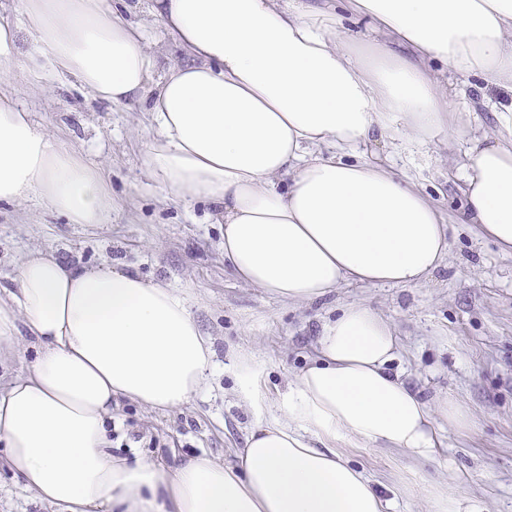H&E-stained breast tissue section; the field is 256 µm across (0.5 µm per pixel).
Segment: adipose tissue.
I'll return each instance as SVG.
<instances>
[{
	"label": "adipose tissue",
	"mask_w": 512,
	"mask_h": 512,
	"mask_svg": "<svg viewBox=\"0 0 512 512\" xmlns=\"http://www.w3.org/2000/svg\"><path fill=\"white\" fill-rule=\"evenodd\" d=\"M342 2L369 37L342 35L328 0H146L186 56L158 78L124 0H10L0 73L144 102L146 175L170 198L216 205L224 264L247 284L293 303L345 283L414 286L443 265L448 225L377 154L469 137L436 64L512 94V0ZM24 34L37 51L25 66ZM490 110L497 132L465 153L462 221L512 249V101ZM33 196L72 224L112 217L99 169L0 93V203ZM16 283L0 340L23 329L36 352L0 387V470L56 512H387L336 440L429 461L444 428L471 423L457 399H424L391 371L392 325L354 302L323 321L277 414L235 461L128 459L112 452L119 399L174 409L206 387L215 351L191 294L40 253L19 261Z\"/></svg>",
	"instance_id": "obj_1"
}]
</instances>
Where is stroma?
Segmentation results:
<instances>
[{
    "label": "stroma",
    "mask_w": 512,
    "mask_h": 512,
    "mask_svg": "<svg viewBox=\"0 0 512 512\" xmlns=\"http://www.w3.org/2000/svg\"><path fill=\"white\" fill-rule=\"evenodd\" d=\"M130 18L143 25L158 58L156 75L181 60L180 50L138 0ZM455 111L465 113L474 135L495 132L473 77L442 71ZM0 90L23 103L41 127L64 146L102 169L112 187V221L71 224L33 197L0 205V291L16 285L25 254L40 252L80 267H115L187 289L192 311L210 336L217 367L205 390L188 404L151 410L130 400L113 412L114 452L158 462L206 453L221 462L262 417L276 414L277 400L314 351L322 322L339 305L360 301L382 314L401 345L391 369L433 396L445 391L468 409L473 425L443 435V452L420 461L354 439L336 449L365 471L393 512H436L430 493L456 463L464 481L456 488L464 505L481 512H512V251L459 221L461 196L451 175L465 145L411 146L390 156L394 170L421 188L447 215L448 257L422 283L409 287L342 285L329 299L292 304L239 280L224 268V227L205 201L165 198L143 171L151 137L141 106L113 107L74 86L45 92L29 86L21 68ZM252 357V376L265 392L261 410L242 394V373L230 352Z\"/></svg>",
    "instance_id": "obj_1"
}]
</instances>
